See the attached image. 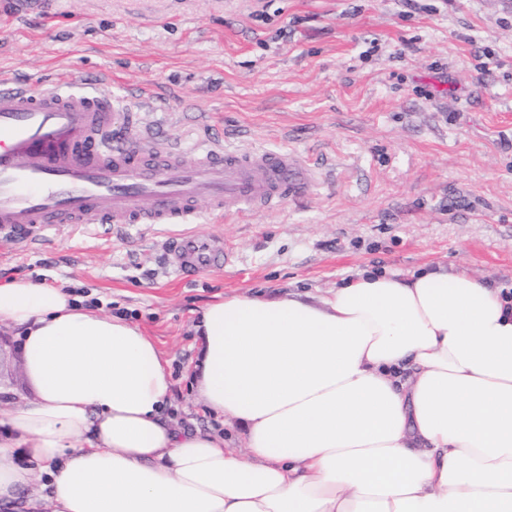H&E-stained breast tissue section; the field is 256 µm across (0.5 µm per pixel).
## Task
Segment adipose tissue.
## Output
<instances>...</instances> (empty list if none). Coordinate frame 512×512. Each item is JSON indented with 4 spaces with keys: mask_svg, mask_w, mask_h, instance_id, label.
<instances>
[{
    "mask_svg": "<svg viewBox=\"0 0 512 512\" xmlns=\"http://www.w3.org/2000/svg\"><path fill=\"white\" fill-rule=\"evenodd\" d=\"M0 323L32 389L0 414L1 504L512 512V298L467 269L206 305L189 375L206 431L167 417L170 363L125 317L18 278L0 284Z\"/></svg>",
    "mask_w": 512,
    "mask_h": 512,
    "instance_id": "1",
    "label": "adipose tissue"
}]
</instances>
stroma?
<instances>
[{
  "instance_id": "stroma-1",
  "label": "stroma",
  "mask_w": 512,
  "mask_h": 512,
  "mask_svg": "<svg viewBox=\"0 0 512 512\" xmlns=\"http://www.w3.org/2000/svg\"><path fill=\"white\" fill-rule=\"evenodd\" d=\"M98 81L140 123L194 147H285L312 160L301 201L219 217L230 262L181 281L173 225L67 224L0 253V284L66 286L124 315L169 359L175 421L195 322L232 293L327 297L368 267L466 268L512 291V0H0V75ZM0 326V410L28 394Z\"/></svg>"
}]
</instances>
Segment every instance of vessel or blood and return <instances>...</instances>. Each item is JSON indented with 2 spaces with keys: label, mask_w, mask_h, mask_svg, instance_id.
Listing matches in <instances>:
<instances>
[{
  "label": "vessel or blood",
  "mask_w": 512,
  "mask_h": 512,
  "mask_svg": "<svg viewBox=\"0 0 512 512\" xmlns=\"http://www.w3.org/2000/svg\"><path fill=\"white\" fill-rule=\"evenodd\" d=\"M313 186L295 152L163 143L95 84L0 78L2 242L30 245L34 229L63 224H180L165 260L189 280L229 262L223 240L189 231L199 204L219 215L262 212Z\"/></svg>",
  "instance_id": "1"
}]
</instances>
